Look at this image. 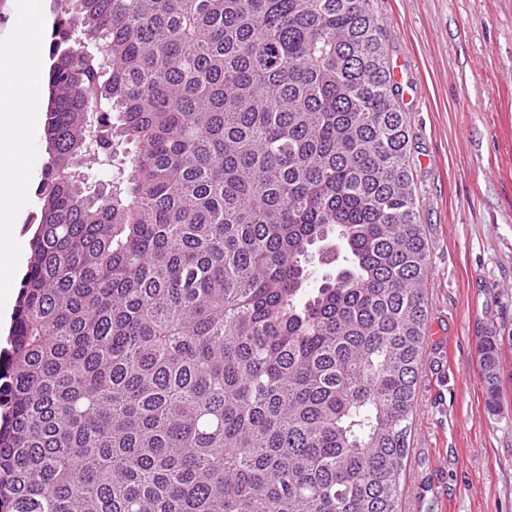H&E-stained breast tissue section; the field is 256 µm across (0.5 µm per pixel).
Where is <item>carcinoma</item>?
I'll use <instances>...</instances> for the list:
<instances>
[{
    "instance_id": "carcinoma-1",
    "label": "carcinoma",
    "mask_w": 512,
    "mask_h": 512,
    "mask_svg": "<svg viewBox=\"0 0 512 512\" xmlns=\"http://www.w3.org/2000/svg\"><path fill=\"white\" fill-rule=\"evenodd\" d=\"M51 56L0 512H399L429 247L370 0H57Z\"/></svg>"
}]
</instances>
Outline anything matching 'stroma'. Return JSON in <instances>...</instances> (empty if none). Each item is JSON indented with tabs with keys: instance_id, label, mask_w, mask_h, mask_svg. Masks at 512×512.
Wrapping results in <instances>:
<instances>
[{
	"instance_id": "obj_1",
	"label": "stroma",
	"mask_w": 512,
	"mask_h": 512,
	"mask_svg": "<svg viewBox=\"0 0 512 512\" xmlns=\"http://www.w3.org/2000/svg\"><path fill=\"white\" fill-rule=\"evenodd\" d=\"M400 64L417 221L430 247L429 317L401 512H512V346L490 415L476 346L512 331V0H371ZM45 114L25 131L13 201L23 277L46 159Z\"/></svg>"
}]
</instances>
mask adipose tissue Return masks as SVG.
<instances>
[{"label": "adipose tissue", "mask_w": 512, "mask_h": 512, "mask_svg": "<svg viewBox=\"0 0 512 512\" xmlns=\"http://www.w3.org/2000/svg\"><path fill=\"white\" fill-rule=\"evenodd\" d=\"M39 108L40 101L29 85L0 86V254L9 253L14 237L8 204L18 190L15 173L24 154L17 126L20 120L33 119Z\"/></svg>", "instance_id": "1"}]
</instances>
